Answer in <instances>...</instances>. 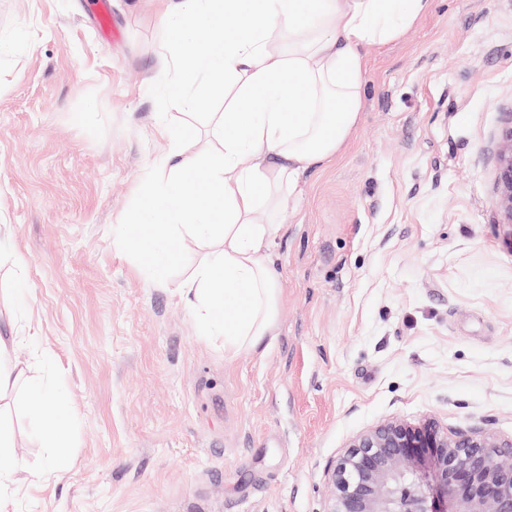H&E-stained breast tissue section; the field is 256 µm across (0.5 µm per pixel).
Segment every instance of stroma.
Instances as JSON below:
<instances>
[{
	"instance_id": "stroma-1",
	"label": "stroma",
	"mask_w": 512,
	"mask_h": 512,
	"mask_svg": "<svg viewBox=\"0 0 512 512\" xmlns=\"http://www.w3.org/2000/svg\"><path fill=\"white\" fill-rule=\"evenodd\" d=\"M167 0H0V331L69 416L65 469L12 512H327V470L398 416L512 438V226L495 206L512 124V0H432L366 55L360 119L282 194L279 317L254 351L195 334L184 251L153 278L118 244L144 175L187 126L220 154L223 92L161 107ZM49 352L51 365L39 361ZM25 383L0 403L18 457L49 451ZM88 7L94 14L104 39H116L120 36V26L112 17L111 0H88Z\"/></svg>"
}]
</instances>
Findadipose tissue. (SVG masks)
Masks as SVG:
<instances>
[{
    "label": "adipose tissue",
    "mask_w": 512,
    "mask_h": 512,
    "mask_svg": "<svg viewBox=\"0 0 512 512\" xmlns=\"http://www.w3.org/2000/svg\"><path fill=\"white\" fill-rule=\"evenodd\" d=\"M432 0H173L166 25L200 38L192 56L169 48L172 65L158 75L161 104H193L202 80L234 83L237 96L254 102L248 112L225 107L219 125L223 153L208 161L187 155L185 131L161 129L168 149L147 175L146 200L125 217L137 235L127 246L153 270L183 244L205 253L182 284L196 333L220 336L225 352L256 348L277 322L278 276L273 248L282 227L268 205L275 191L296 187L302 173L336 153L356 126L363 102L369 48L402 38ZM288 49L270 48L274 36ZM54 389H27L32 419L53 425L42 438L61 469L59 448L68 441L66 420L53 406ZM25 471L7 420L0 418V512Z\"/></svg>",
    "instance_id": "adipose-tissue-1"
}]
</instances>
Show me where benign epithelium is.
Returning a JSON list of instances; mask_svg holds the SVG:
<instances>
[{"instance_id":"benign-epithelium-1","label":"benign epithelium","mask_w":512,"mask_h":512,"mask_svg":"<svg viewBox=\"0 0 512 512\" xmlns=\"http://www.w3.org/2000/svg\"><path fill=\"white\" fill-rule=\"evenodd\" d=\"M497 185V207L512 224V126L500 138ZM426 472L448 512H512V440L397 416L351 440L329 477L328 512H437Z\"/></svg>"}]
</instances>
